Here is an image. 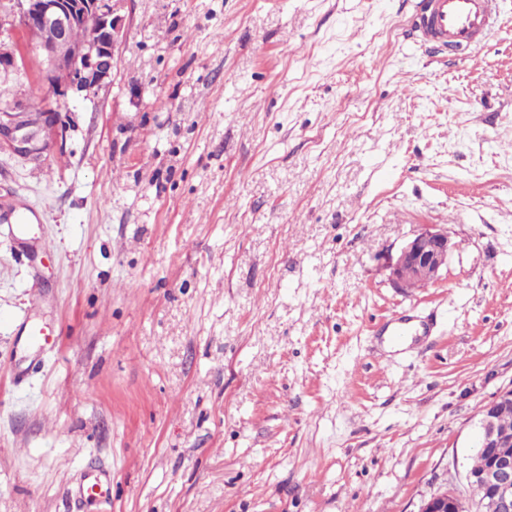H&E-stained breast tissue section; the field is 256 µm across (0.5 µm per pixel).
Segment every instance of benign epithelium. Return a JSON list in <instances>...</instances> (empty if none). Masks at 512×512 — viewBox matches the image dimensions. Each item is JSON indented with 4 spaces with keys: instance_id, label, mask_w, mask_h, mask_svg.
I'll use <instances>...</instances> for the list:
<instances>
[{
    "instance_id": "1",
    "label": "benign epithelium",
    "mask_w": 512,
    "mask_h": 512,
    "mask_svg": "<svg viewBox=\"0 0 512 512\" xmlns=\"http://www.w3.org/2000/svg\"><path fill=\"white\" fill-rule=\"evenodd\" d=\"M116 0H0V76L20 71L18 48L12 27L19 22L36 40L44 57L41 79L57 91L88 93L112 75L116 52L123 41L122 18L115 14ZM91 33L85 42L69 40L70 29ZM51 28L55 37L41 38ZM62 133L57 111L49 106L32 108L15 101L0 105V149L36 161ZM451 243L448 232L426 230L405 246L394 266L401 285L410 280L431 283L444 267ZM512 406V389L500 392L482 411L476 447L489 455L483 472H467L466 483L475 496L463 500L454 488L424 500L419 512H512V436L502 433L497 418L502 408Z\"/></svg>"
}]
</instances>
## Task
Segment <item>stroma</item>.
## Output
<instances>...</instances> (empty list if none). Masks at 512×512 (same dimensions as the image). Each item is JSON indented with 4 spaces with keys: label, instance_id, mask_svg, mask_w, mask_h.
Returning <instances> with one entry per match:
<instances>
[{
    "label": "stroma",
    "instance_id": "1",
    "mask_svg": "<svg viewBox=\"0 0 512 512\" xmlns=\"http://www.w3.org/2000/svg\"><path fill=\"white\" fill-rule=\"evenodd\" d=\"M478 47L413 0H118L111 79L0 150V512H418L512 388V0ZM452 248L399 287L419 233ZM49 240L52 253L42 251ZM411 334L384 335L393 314ZM52 329L30 346L17 320ZM111 474L76 506L80 474ZM448 232L443 230H426L418 234L405 246L394 266L397 281L411 288L409 280L431 283L438 279L451 249Z\"/></svg>",
    "mask_w": 512,
    "mask_h": 512
}]
</instances>
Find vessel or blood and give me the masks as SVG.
<instances>
[{
  "instance_id": "b4317fda",
  "label": "vessel or blood",
  "mask_w": 512,
  "mask_h": 512,
  "mask_svg": "<svg viewBox=\"0 0 512 512\" xmlns=\"http://www.w3.org/2000/svg\"><path fill=\"white\" fill-rule=\"evenodd\" d=\"M495 0H417L412 27L441 48L472 47L488 38L495 25ZM110 474L85 470L75 488L78 502L100 500L108 492Z\"/></svg>"
}]
</instances>
